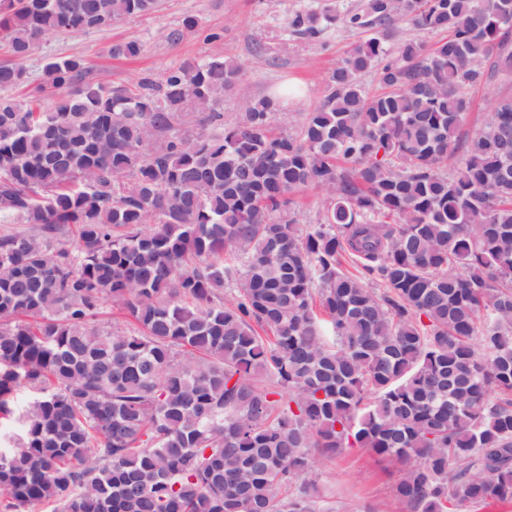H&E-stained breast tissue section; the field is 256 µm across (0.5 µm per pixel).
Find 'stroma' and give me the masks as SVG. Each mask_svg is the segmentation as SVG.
Wrapping results in <instances>:
<instances>
[{
	"mask_svg": "<svg viewBox=\"0 0 512 512\" xmlns=\"http://www.w3.org/2000/svg\"><path fill=\"white\" fill-rule=\"evenodd\" d=\"M364 0H160L151 14L126 18L111 27L87 32H54L41 38L25 61L29 86L43 81V67L53 58H81L90 78L130 85L143 76L163 79L185 59L224 56L240 62L242 79L224 95V117L235 119L244 97H260L286 87L299 95L276 116V123L294 129L304 112L328 94V78L350 49L370 37L367 28L347 31L329 27L319 41L295 35L288 20L295 12L331 7L336 13L361 10ZM198 24L188 29L185 17ZM136 43V57H115L118 43ZM399 477L395 468L362 449L351 448L321 467V491L339 512H359L374 505L379 512H406L392 493Z\"/></svg>",
	"mask_w": 512,
	"mask_h": 512,
	"instance_id": "stroma-1",
	"label": "stroma"
}]
</instances>
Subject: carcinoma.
Returning <instances> with one entry per match:
<instances>
[{
    "label": "carcinoma",
    "mask_w": 512,
    "mask_h": 512,
    "mask_svg": "<svg viewBox=\"0 0 512 512\" xmlns=\"http://www.w3.org/2000/svg\"><path fill=\"white\" fill-rule=\"evenodd\" d=\"M157 5L0 0V90L41 36ZM397 15L447 36L391 50ZM338 23L374 34L294 133L272 96L224 120L222 57L116 87L58 58L0 96V223L33 228L0 235V512H336L317 456L355 447L406 512L512 502V0L289 21ZM469 96L473 100V107L468 114L463 131L471 133L479 125L483 113L490 112L491 106L485 91L482 88L470 89ZM297 201L300 224H315L323 214L325 196L317 189H308L299 195Z\"/></svg>",
    "instance_id": "1"
}]
</instances>
